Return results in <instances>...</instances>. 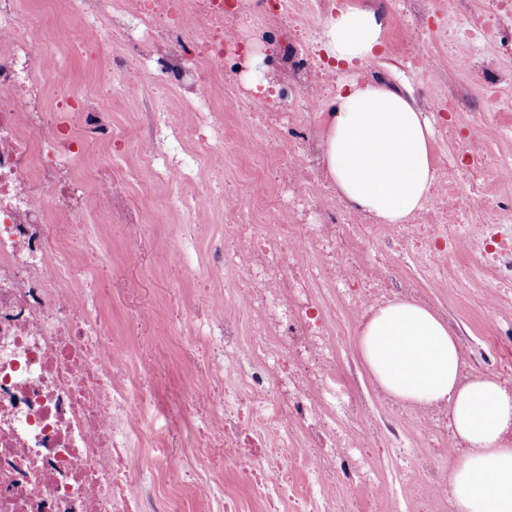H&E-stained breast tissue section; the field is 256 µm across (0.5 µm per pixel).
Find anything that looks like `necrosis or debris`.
Here are the masks:
<instances>
[{"mask_svg":"<svg viewBox=\"0 0 512 512\" xmlns=\"http://www.w3.org/2000/svg\"><path fill=\"white\" fill-rule=\"evenodd\" d=\"M79 20L73 42L111 51V22L121 21L112 0H76ZM136 21L152 38L165 34L172 17L197 15V38L158 57L157 66L184 97L203 102V71L186 68L198 58L221 75L238 68L242 48L226 30L249 9L248 0H136ZM383 9L407 17L409 60L426 78L437 66L430 45L451 37L477 41L512 23V0H489L483 23L451 27L463 0H382ZM41 17L20 15L15 0H0V512H180L173 497L158 492L144 501L128 449L154 438L149 418L157 412L149 394L128 375L129 351L108 338L105 319L81 299L74 285L88 275L76 255L84 234L60 238L63 224L84 225L112 201V185L90 163L108 153L112 95L61 88L48 92L36 56ZM289 78L305 74L301 88L309 111H285L273 95L261 112L243 106L241 126L254 154L276 147L272 129L288 135L300 155L296 170L277 174L281 192L266 207L288 210L290 224H259L222 187L185 192L187 176L159 149L147 154L157 177L171 187L170 205L194 214L220 212L227 251L208 269L209 281L230 284L235 316L224 321V350L235 355L223 384L199 378L189 389L193 407L206 413L196 437L203 448L240 458L261 440L249 427L275 431L284 447H322L323 463L345 476L363 472L351 453L354 437L329 431L336 398L361 403L336 369L341 329L321 291L343 283L341 303L364 316L387 297L376 259L380 243L406 245L446 272L459 247L475 262L512 283V201L482 196L484 222L474 223L463 182H483L489 164L477 152L463 163L436 157L438 189L421 218L406 224H375L335 203L317 205L322 194L310 156L309 127L331 75L319 67L303 40L281 45ZM251 393L234 402L236 389Z\"/></svg>","mask_w":512,"mask_h":512,"instance_id":"1","label":"necrosis or debris"}]
</instances>
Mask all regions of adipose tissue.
<instances>
[{
  "instance_id": "adipose-tissue-1",
  "label": "adipose tissue",
  "mask_w": 512,
  "mask_h": 512,
  "mask_svg": "<svg viewBox=\"0 0 512 512\" xmlns=\"http://www.w3.org/2000/svg\"><path fill=\"white\" fill-rule=\"evenodd\" d=\"M388 21L358 4L326 16L327 56L355 67L377 58ZM324 173L338 198L380 224H401L421 210L434 179L433 125L399 89L351 78L322 104ZM376 385L404 406H444L465 446L452 458L453 512H512V388L485 374L463 376L456 335L434 310L396 298L372 309L358 334Z\"/></svg>"
}]
</instances>
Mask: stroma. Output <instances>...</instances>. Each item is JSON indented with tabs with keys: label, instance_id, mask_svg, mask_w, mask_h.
<instances>
[{
	"label": "stroma",
	"instance_id": "obj_1",
	"mask_svg": "<svg viewBox=\"0 0 512 512\" xmlns=\"http://www.w3.org/2000/svg\"><path fill=\"white\" fill-rule=\"evenodd\" d=\"M292 2L296 22H280V36L291 37L293 25L310 26V43L317 49L326 11L354 0H326L322 5L317 0ZM71 22L65 5L48 15L50 44L42 51L45 68L68 83L88 88L111 77L112 126L118 131L132 126L137 132L136 141L114 143L99 165L101 176L114 187V196L111 207L89 218L97 226L91 250L106 251L107 257L81 285L85 300L106 318L113 335L127 340L133 361L144 367V390L154 393L168 409L157 432L165 453L179 463L183 475L168 481L146 466L142 449L133 448L128 457L137 472L135 490L145 496L161 485H171L182 512H213L217 498L227 494L237 497L241 512H265L263 502L241 479L242 470L252 464L251 456L227 461L218 449L194 448L188 440L205 416L185 397L190 383L204 368L218 377L224 374V359L218 354L224 337L210 314L223 306L225 288L201 287L213 253L224 244V232L219 219L209 215L192 220L168 212L169 189L144 166L139 143L146 140L162 108L185 131L183 141L169 142L166 147L171 163L190 174L207 165L223 170L229 179L244 174L254 166L255 158L241 133L234 98L242 96L260 111L266 91L248 88L237 71L211 79V109L223 114L224 126L219 149L202 154L197 137L203 112L185 105L170 79L159 73L152 87H134L124 84L120 69L107 65L112 56L153 68V59L141 53L146 33L139 28L125 32L115 38L111 55L92 54L68 49ZM402 30L400 16L389 17L385 47L370 67L383 74L386 84L414 98L422 78L405 60L399 44ZM506 37V32L493 30L477 43H434L439 75L432 91L452 100V120L463 148L512 163V87L489 88L481 100H474L468 94L469 78L460 65L467 56L481 54L512 68V55L502 48ZM481 110L494 114V121H478ZM178 232L184 237L182 252L168 256V241ZM389 288L391 297L409 296L447 320L458 338L467 372L493 374L512 383V288L476 266L468 252H460L455 269L436 277L410 249L396 248ZM340 323L345 339L336 349V366L358 385L366 406L363 412L343 416L339 424L359 437L358 453L366 461L368 474L340 479L323 467L315 450L297 456L271 446L269 454L278 456L293 478V492L288 501L280 503L278 512H304L307 502L325 488L335 491L333 512H451L448 490L427 478L421 465L426 461L439 464L461 453L462 443L449 432L406 429L404 419L397 415L398 403L381 392L360 361L358 319L344 315Z\"/></svg>",
	"mask_w": 512,
	"mask_h": 512
}]
</instances>
